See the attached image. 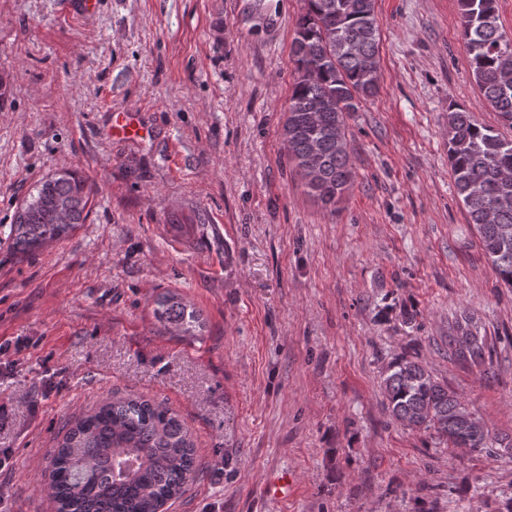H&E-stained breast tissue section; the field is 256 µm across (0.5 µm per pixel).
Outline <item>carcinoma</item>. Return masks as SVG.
Here are the masks:
<instances>
[{
	"label": "carcinoma",
	"instance_id": "obj_1",
	"mask_svg": "<svg viewBox=\"0 0 512 512\" xmlns=\"http://www.w3.org/2000/svg\"><path fill=\"white\" fill-rule=\"evenodd\" d=\"M291 55L295 78L282 135L288 157L309 192L334 206L353 181L346 120L379 90V27L375 0H305ZM462 35L473 79L484 100L512 126V38L498 23L497 0H460ZM448 161L458 197L476 226L498 278L512 288V139L448 108ZM92 189L76 171L41 181L17 211L10 235L28 253L65 238L89 216ZM159 320L183 333L199 323L170 296L157 300ZM457 360L484 362L487 337L462 311L449 334ZM386 409L400 424L433 429L448 444L483 452L491 439L458 394L419 361L395 357L383 378ZM196 448L170 408L136 395L115 396L70 425L50 459L56 512H160L185 493L196 474Z\"/></svg>",
	"mask_w": 512,
	"mask_h": 512
}]
</instances>
